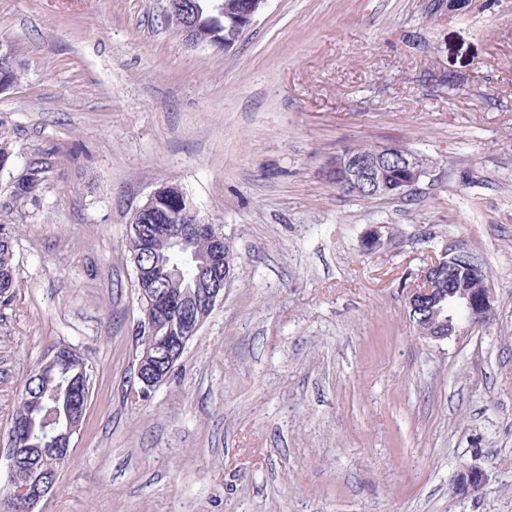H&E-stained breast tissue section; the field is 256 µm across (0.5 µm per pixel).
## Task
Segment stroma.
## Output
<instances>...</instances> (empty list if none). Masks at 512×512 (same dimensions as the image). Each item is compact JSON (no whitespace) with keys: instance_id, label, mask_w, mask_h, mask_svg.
Returning a JSON list of instances; mask_svg holds the SVG:
<instances>
[{"instance_id":"35a3bbf8","label":"stroma","mask_w":512,"mask_h":512,"mask_svg":"<svg viewBox=\"0 0 512 512\" xmlns=\"http://www.w3.org/2000/svg\"><path fill=\"white\" fill-rule=\"evenodd\" d=\"M427 3L266 0L221 49L166 29L162 0H0L23 71L0 93V486L24 382L63 345L90 393L36 512H512V0ZM383 142L428 159L413 199L324 176ZM33 162L36 203L7 207ZM171 184L238 264L143 396L127 229ZM377 224L395 238L363 253ZM453 241L482 260L494 318L426 341L402 276ZM465 465L484 490L457 494ZM14 236L5 224H0V299L8 300L14 288Z\"/></svg>"}]
</instances>
